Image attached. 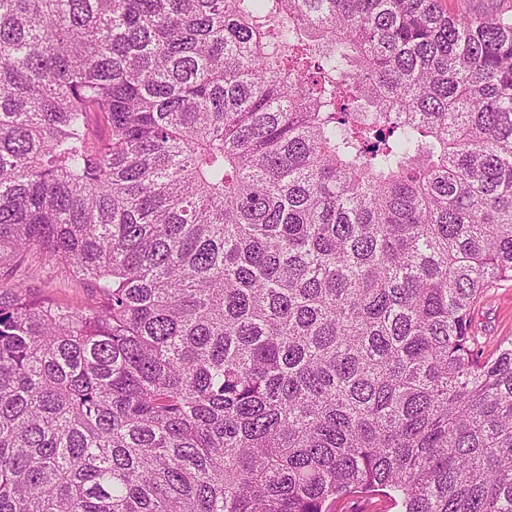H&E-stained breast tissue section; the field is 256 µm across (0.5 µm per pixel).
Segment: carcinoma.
<instances>
[{
	"label": "carcinoma",
	"instance_id": "obj_1",
	"mask_svg": "<svg viewBox=\"0 0 512 512\" xmlns=\"http://www.w3.org/2000/svg\"><path fill=\"white\" fill-rule=\"evenodd\" d=\"M510 280L512 0H0V512H512ZM29 276L33 290L39 297H49L71 307H81L90 301L89 291L77 285L67 275L63 265L45 270L33 267ZM476 348L483 358L512 340V281L488 288L470 313ZM330 512H397L393 494L383 492H362L329 501Z\"/></svg>",
	"mask_w": 512,
	"mask_h": 512
}]
</instances>
